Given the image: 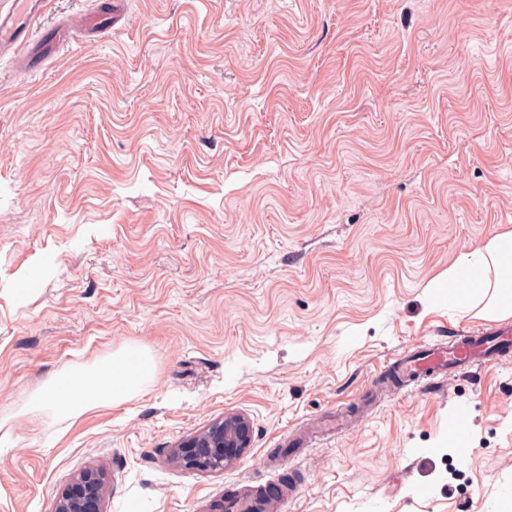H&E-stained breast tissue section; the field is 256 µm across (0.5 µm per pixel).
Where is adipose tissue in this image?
<instances>
[{
  "instance_id": "obj_1",
  "label": "adipose tissue",
  "mask_w": 512,
  "mask_h": 512,
  "mask_svg": "<svg viewBox=\"0 0 512 512\" xmlns=\"http://www.w3.org/2000/svg\"><path fill=\"white\" fill-rule=\"evenodd\" d=\"M448 306L464 310L487 301L494 313L512 315V232L478 244L439 277ZM156 371L153 355L130 345L84 365L76 373L59 372L41 384L32 401L62 418L103 406L122 404L138 394Z\"/></svg>"
}]
</instances>
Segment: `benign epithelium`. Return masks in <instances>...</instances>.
I'll return each instance as SVG.
<instances>
[{"label": "benign epithelium", "instance_id": "benign-epithelium-1", "mask_svg": "<svg viewBox=\"0 0 512 512\" xmlns=\"http://www.w3.org/2000/svg\"><path fill=\"white\" fill-rule=\"evenodd\" d=\"M252 445V425L240 414H228L181 443L174 456L184 467L196 471L224 469ZM106 475L89 467L57 496L51 512H105Z\"/></svg>", "mask_w": 512, "mask_h": 512}]
</instances>
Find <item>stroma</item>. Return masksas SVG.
<instances>
[{
    "mask_svg": "<svg viewBox=\"0 0 512 512\" xmlns=\"http://www.w3.org/2000/svg\"><path fill=\"white\" fill-rule=\"evenodd\" d=\"M46 70L0 67V512L103 467L106 512H512V354L433 389L421 343L512 327L434 280L512 231V0H125ZM136 344L129 401L28 409ZM237 413L252 446L173 448ZM469 423L460 454L448 429ZM252 445V425L240 414H228L181 443L174 456L184 467L196 471L223 470Z\"/></svg>",
    "mask_w": 512,
    "mask_h": 512,
    "instance_id": "stroma-1",
    "label": "stroma"
}]
</instances>
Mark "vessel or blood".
<instances>
[{
	"instance_id": "vessel-or-blood-1",
	"label": "vessel or blood",
	"mask_w": 512,
	"mask_h": 512,
	"mask_svg": "<svg viewBox=\"0 0 512 512\" xmlns=\"http://www.w3.org/2000/svg\"><path fill=\"white\" fill-rule=\"evenodd\" d=\"M49 0H16L15 8L0 11V58L13 54L35 72L48 61L45 48L55 47L69 37L65 28H46L40 37L32 30L45 14ZM512 351V333L493 330L478 336L457 335L448 343L416 348L397 358V377L436 380L438 377L472 368L490 366L502 361Z\"/></svg>"
}]
</instances>
